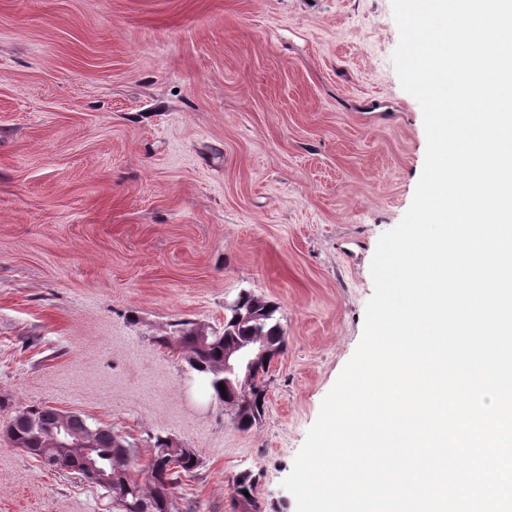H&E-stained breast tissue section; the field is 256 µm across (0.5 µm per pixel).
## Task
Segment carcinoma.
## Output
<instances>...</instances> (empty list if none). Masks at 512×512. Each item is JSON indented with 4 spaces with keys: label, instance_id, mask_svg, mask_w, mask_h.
Listing matches in <instances>:
<instances>
[{
    "label": "carcinoma",
    "instance_id": "obj_1",
    "mask_svg": "<svg viewBox=\"0 0 512 512\" xmlns=\"http://www.w3.org/2000/svg\"><path fill=\"white\" fill-rule=\"evenodd\" d=\"M243 316L239 319L227 317L224 331L202 338V330L195 323L181 321L176 324L172 336H161L158 343L171 346L178 344L197 364L192 369L207 376L214 398L222 397L219 384L224 382V348L246 342L253 336H264L277 351L285 344L283 329L277 317L278 306L252 293L238 294ZM266 385L259 383L257 388L236 391L237 412L234 421L242 430L250 429L264 414ZM58 409L50 406L27 407L14 415L7 432L13 445L36 458L45 449L52 447L51 431L56 427ZM93 429L92 446L78 445L70 449L73 474L82 475V461L93 458L98 465L115 474L130 471L135 455L133 448H120L117 445L112 427L104 424H91ZM153 447L157 449L151 467L150 487L139 481L130 480L132 493L122 496L112 493V503L116 512H172L171 489L185 476L193 475L200 467L196 453L171 451V440L157 435Z\"/></svg>",
    "mask_w": 512,
    "mask_h": 512
}]
</instances>
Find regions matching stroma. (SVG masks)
<instances>
[{
  "label": "stroma",
  "mask_w": 512,
  "mask_h": 512,
  "mask_svg": "<svg viewBox=\"0 0 512 512\" xmlns=\"http://www.w3.org/2000/svg\"><path fill=\"white\" fill-rule=\"evenodd\" d=\"M391 0H0V512H113L14 448L16 410L112 426L145 479L162 435L201 467L174 512H296L282 482L360 343L380 236L426 153ZM285 345L242 430L178 346L240 291Z\"/></svg>",
  "instance_id": "35a3bbf8"
}]
</instances>
